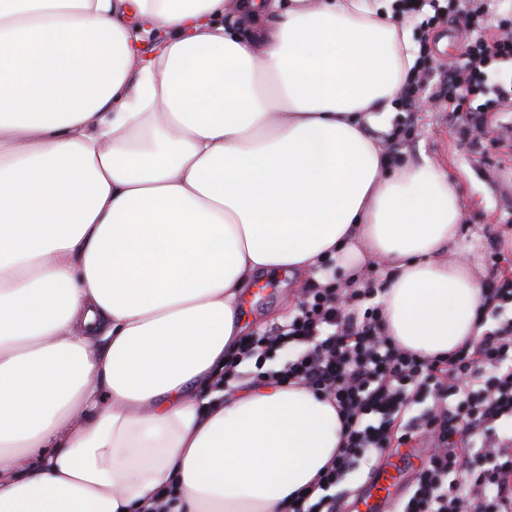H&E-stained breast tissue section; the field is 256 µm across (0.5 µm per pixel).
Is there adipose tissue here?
<instances>
[{
    "instance_id": "adipose-tissue-1",
    "label": "adipose tissue",
    "mask_w": 512,
    "mask_h": 512,
    "mask_svg": "<svg viewBox=\"0 0 512 512\" xmlns=\"http://www.w3.org/2000/svg\"><path fill=\"white\" fill-rule=\"evenodd\" d=\"M412 49L390 0H0V512H288L341 424L225 390L260 273L383 260L387 335H480L459 188L381 146Z\"/></svg>"
}]
</instances>
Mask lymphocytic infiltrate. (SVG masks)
Segmentation results:
<instances>
[{"label":"lymphocytic infiltrate","mask_w":512,"mask_h":512,"mask_svg":"<svg viewBox=\"0 0 512 512\" xmlns=\"http://www.w3.org/2000/svg\"><path fill=\"white\" fill-rule=\"evenodd\" d=\"M497 6L483 0L478 13L456 10L471 38L434 100L461 110L468 97L484 95L491 66L512 60V34L499 32ZM375 291L370 280L307 285L286 325L239 349L249 359L297 348L277 380L321 393L342 424L343 444L317 482L318 501L298 498L290 512H341L330 490L360 459L417 441L429 450L394 512H512V436L496 431L512 417V318L429 360L385 334ZM420 402L425 410L406 417Z\"/></svg>","instance_id":"f902f5d3"}]
</instances>
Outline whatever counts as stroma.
<instances>
[{
    "mask_svg": "<svg viewBox=\"0 0 512 512\" xmlns=\"http://www.w3.org/2000/svg\"><path fill=\"white\" fill-rule=\"evenodd\" d=\"M416 47L417 69L447 78V64L460 57L466 35L457 22H428L426 16L407 17ZM484 98L471 103L484 110L486 134L474 138L469 115L452 106L437 105L427 110H411L395 99L392 132L384 136L383 148L392 166L398 167L430 158L442 164L460 185L464 200L462 233L448 259L467 263L479 277H486L490 256H506L502 272L512 276V148L502 149L495 140L501 129L512 127V107L501 104L485 110ZM300 279L294 274L261 276L242 300L246 335L257 336L283 325L294 310Z\"/></svg>",
    "mask_w": 512,
    "mask_h": 512,
    "instance_id": "35a3bbf8",
    "label": "stroma"
}]
</instances>
